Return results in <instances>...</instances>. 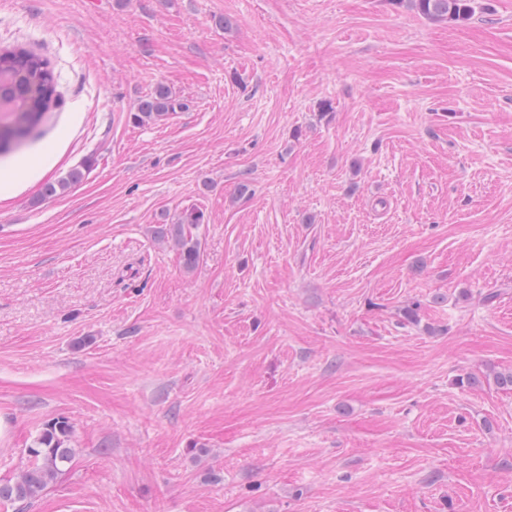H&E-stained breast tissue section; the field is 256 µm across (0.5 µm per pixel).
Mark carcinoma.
<instances>
[{"label":"carcinoma","mask_w":512,"mask_h":512,"mask_svg":"<svg viewBox=\"0 0 512 512\" xmlns=\"http://www.w3.org/2000/svg\"><path fill=\"white\" fill-rule=\"evenodd\" d=\"M421 15L431 20L465 22L473 14L471 0H411ZM60 93L56 75L48 60L22 46L0 49V112L10 121L0 123V154H6L41 134L46 115L58 105ZM183 107L171 88L158 83L138 104L132 119L137 124L158 121ZM84 169H72L64 178L45 184L43 196L56 197L78 183ZM204 214L190 210L175 223L159 230L162 238L176 249L183 268L195 267L201 246L193 229L203 223ZM72 424L58 418L46 425L27 448L29 465L14 481L0 483V502H32L72 462Z\"/></svg>","instance_id":"obj_1"}]
</instances>
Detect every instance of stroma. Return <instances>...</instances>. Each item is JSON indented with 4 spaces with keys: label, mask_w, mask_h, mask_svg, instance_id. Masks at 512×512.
I'll list each match as a JSON object with an SVG mask.
<instances>
[{
    "label": "stroma",
    "mask_w": 512,
    "mask_h": 512,
    "mask_svg": "<svg viewBox=\"0 0 512 512\" xmlns=\"http://www.w3.org/2000/svg\"><path fill=\"white\" fill-rule=\"evenodd\" d=\"M473 8L0 0L61 94L0 157V479L75 450L0 512H512V0ZM421 15L431 20L465 22L473 14L471 0H410ZM182 108L171 88L163 83H157L152 91L146 95L138 104L137 111L132 113V119L136 124L162 120L176 108ZM85 176L84 169L77 167L72 169L64 178L45 184L43 187V196L46 198L56 197L78 183ZM204 221V214L198 210L186 211L173 224H163L158 231L162 238L169 240L176 249L184 269L195 267L201 258V246L192 230L197 229ZM73 426L66 418L48 423L27 448L29 465L13 481L0 483V502H32L72 462Z\"/></svg>",
    "instance_id": "stroma-1"
}]
</instances>
